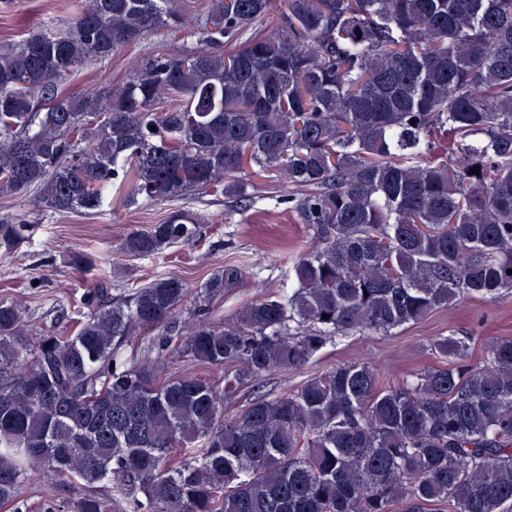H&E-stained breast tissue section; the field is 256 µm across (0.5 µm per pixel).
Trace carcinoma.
I'll return each mask as SVG.
<instances>
[{
  "instance_id": "1",
  "label": "carcinoma",
  "mask_w": 512,
  "mask_h": 512,
  "mask_svg": "<svg viewBox=\"0 0 512 512\" xmlns=\"http://www.w3.org/2000/svg\"><path fill=\"white\" fill-rule=\"evenodd\" d=\"M174 3L76 0L66 25L0 47V198L90 215L126 186L129 206L209 194L245 208L252 177L273 176L311 247L291 293L177 335L175 275L116 301L102 276L74 334L22 351L23 309L0 299V499L47 476L84 482L74 512H112V480L132 512H512L511 337L474 362V337L450 332L429 343L442 365L398 382L338 363L224 415L228 396L335 340L512 296V0H207L201 17ZM157 28L196 46L59 93ZM212 222L177 208L120 251L194 243ZM32 232L0 222V250ZM241 278L226 267L204 294ZM137 330L224 384L152 380L119 355Z\"/></svg>"
}]
</instances>
